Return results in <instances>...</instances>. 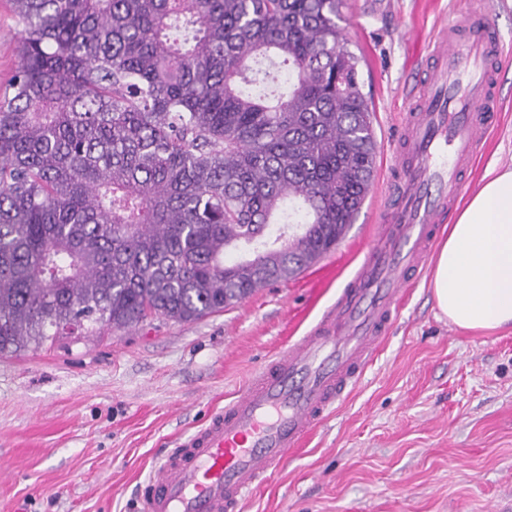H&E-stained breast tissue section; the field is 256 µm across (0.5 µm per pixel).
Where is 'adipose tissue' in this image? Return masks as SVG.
Segmentation results:
<instances>
[{
    "instance_id": "1",
    "label": "adipose tissue",
    "mask_w": 512,
    "mask_h": 512,
    "mask_svg": "<svg viewBox=\"0 0 512 512\" xmlns=\"http://www.w3.org/2000/svg\"><path fill=\"white\" fill-rule=\"evenodd\" d=\"M439 310L464 330L512 327V169L488 168L436 258Z\"/></svg>"
}]
</instances>
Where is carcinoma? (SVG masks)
Instances as JSON below:
<instances>
[{"label": "carcinoma", "instance_id": "obj_1", "mask_svg": "<svg viewBox=\"0 0 512 512\" xmlns=\"http://www.w3.org/2000/svg\"><path fill=\"white\" fill-rule=\"evenodd\" d=\"M0 353L198 320L345 234L376 142L341 0H13ZM288 68V93L255 95ZM307 231L277 235L285 206ZM248 250L232 264L230 251Z\"/></svg>", "mask_w": 512, "mask_h": 512}]
</instances>
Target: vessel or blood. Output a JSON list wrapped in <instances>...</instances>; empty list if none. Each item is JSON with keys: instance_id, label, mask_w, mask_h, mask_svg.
I'll use <instances>...</instances> for the list:
<instances>
[{"instance_id": "1", "label": "vessel or blood", "mask_w": 512, "mask_h": 512, "mask_svg": "<svg viewBox=\"0 0 512 512\" xmlns=\"http://www.w3.org/2000/svg\"><path fill=\"white\" fill-rule=\"evenodd\" d=\"M500 58L490 15L440 29L393 154L398 190L386 206V235L370 240L359 271L305 336L169 451L150 476L143 512H241L247 493L359 381L396 315L409 274L425 266L492 121ZM341 275L337 264L315 267L307 277L311 304Z\"/></svg>"}]
</instances>
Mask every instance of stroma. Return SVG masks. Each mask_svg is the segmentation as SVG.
Here are the masks:
<instances>
[{
    "label": "stroma",
    "instance_id": "35a3bbf8",
    "mask_svg": "<svg viewBox=\"0 0 512 512\" xmlns=\"http://www.w3.org/2000/svg\"><path fill=\"white\" fill-rule=\"evenodd\" d=\"M484 0H344L337 24L372 103L377 167L354 223L326 263L383 224L386 163L437 28ZM494 19L506 90L465 176L512 168V0ZM21 26L0 0V97ZM433 269L412 274L388 337L337 411L251 492L242 512H512V328L470 332L437 308ZM336 298L307 306L304 275L224 311L63 339L0 355V512H142L152 466L203 426Z\"/></svg>",
    "mask_w": 512,
    "mask_h": 512
}]
</instances>
